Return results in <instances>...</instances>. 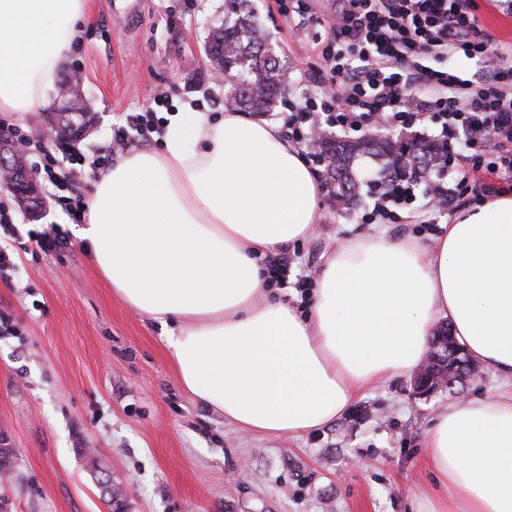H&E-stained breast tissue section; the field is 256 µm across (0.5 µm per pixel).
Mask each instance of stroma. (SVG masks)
Masks as SVG:
<instances>
[{
    "label": "stroma",
    "mask_w": 512,
    "mask_h": 512,
    "mask_svg": "<svg viewBox=\"0 0 512 512\" xmlns=\"http://www.w3.org/2000/svg\"><path fill=\"white\" fill-rule=\"evenodd\" d=\"M90 23L59 74H80L95 123L68 153L91 161L126 113L158 115L191 105L212 121L224 114L225 85L205 54L224 19V0H145L136 18L126 0H87ZM250 6L287 69V93L266 121L283 124L309 67L303 32L289 31L264 0ZM166 93L164 107L153 99ZM0 244L14 253L0 280V439L14 450L0 479V512H110L102 487L112 480L124 512H416L433 477L425 433L458 397L512 392L489 370L425 396L413 377L386 379L357 396L334 422L297 437L246 433L181 386L158 322L130 307L89 260L61 207L42 204L38 218L16 208ZM372 195L345 204L323 195L320 220L295 249L290 286L320 272L335 244L367 232L361 217ZM424 197L398 223L393 239L430 244L442 227L427 221ZM60 229L65 247L40 250L39 234Z\"/></svg>",
    "instance_id": "1"
}]
</instances>
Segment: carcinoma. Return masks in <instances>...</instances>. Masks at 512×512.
<instances>
[{
    "label": "carcinoma",
    "instance_id": "obj_1",
    "mask_svg": "<svg viewBox=\"0 0 512 512\" xmlns=\"http://www.w3.org/2000/svg\"><path fill=\"white\" fill-rule=\"evenodd\" d=\"M249 3L224 0V24L212 31L206 56L209 62L224 67L228 77L225 98L243 111L264 114L286 92L284 68L269 48L267 35L254 19ZM87 123L85 114L79 112L67 118L64 129L77 140ZM439 147L438 143L414 136L386 133L356 141L324 137L316 142L314 152L324 163L333 195L351 201L362 186L352 168L357 155L369 153L386 159L385 171L401 180L448 163V155L439 152Z\"/></svg>",
    "mask_w": 512,
    "mask_h": 512
}]
</instances>
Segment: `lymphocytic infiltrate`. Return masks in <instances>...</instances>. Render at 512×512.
Listing matches in <instances>:
<instances>
[{
	"label": "lymphocytic infiltrate",
	"instance_id": "obj_1",
	"mask_svg": "<svg viewBox=\"0 0 512 512\" xmlns=\"http://www.w3.org/2000/svg\"><path fill=\"white\" fill-rule=\"evenodd\" d=\"M330 19L304 5L289 7L297 29H314L303 104L285 124L289 141L309 146L314 131L362 132L380 125L403 132L428 117L439 136L462 146L452 170L454 186L425 178L432 215L449 214L453 203L484 179L512 185V44L496 42L481 28L477 0H344ZM463 54L478 70L468 79L428 66V59ZM150 113H130L112 143L94 158L93 169L111 168L131 133L153 127ZM0 134L35 149L47 195L80 223L88 202L76 169L60 171L52 144L34 140L30 127L0 119Z\"/></svg>",
	"mask_w": 512,
	"mask_h": 512
}]
</instances>
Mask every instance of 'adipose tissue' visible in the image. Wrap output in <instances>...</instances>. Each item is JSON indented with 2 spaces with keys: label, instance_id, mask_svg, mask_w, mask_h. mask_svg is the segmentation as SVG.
<instances>
[{
  "label": "adipose tissue",
  "instance_id": "adipose-tissue-1",
  "mask_svg": "<svg viewBox=\"0 0 512 512\" xmlns=\"http://www.w3.org/2000/svg\"><path fill=\"white\" fill-rule=\"evenodd\" d=\"M85 0H0V111L39 110ZM163 150L103 173L74 225L114 291L165 330L182 387L239 429L290 437L423 361L439 319L512 379V195L457 211L430 246L362 234L324 256L309 312L264 292L257 255L306 240L322 187L279 128L235 112L169 116ZM418 512H512V394L467 399L425 434Z\"/></svg>",
  "mask_w": 512,
  "mask_h": 512
}]
</instances>
